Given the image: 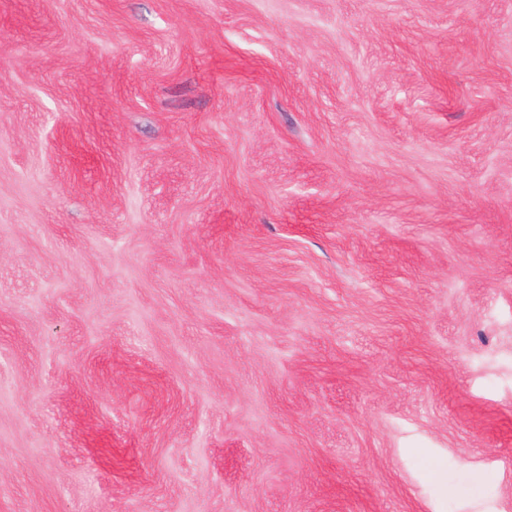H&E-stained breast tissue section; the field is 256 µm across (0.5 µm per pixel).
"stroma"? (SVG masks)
Returning <instances> with one entry per match:
<instances>
[{
  "label": "stroma",
  "mask_w": 512,
  "mask_h": 512,
  "mask_svg": "<svg viewBox=\"0 0 512 512\" xmlns=\"http://www.w3.org/2000/svg\"><path fill=\"white\" fill-rule=\"evenodd\" d=\"M0 512H512V0H0Z\"/></svg>",
  "instance_id": "35a3bbf8"
}]
</instances>
